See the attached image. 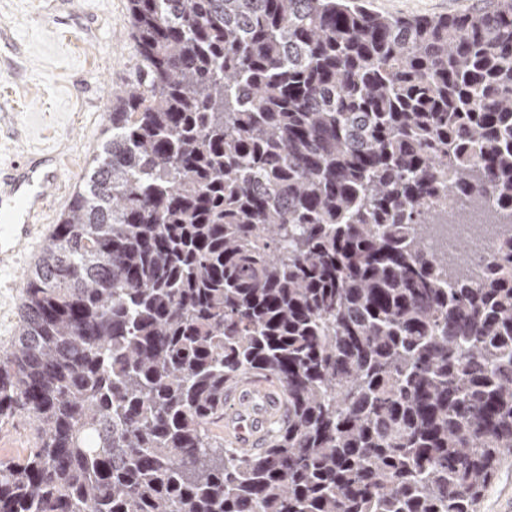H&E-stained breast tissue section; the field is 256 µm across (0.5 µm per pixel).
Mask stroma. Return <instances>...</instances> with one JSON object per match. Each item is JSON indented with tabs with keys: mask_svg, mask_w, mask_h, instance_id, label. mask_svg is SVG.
I'll return each instance as SVG.
<instances>
[{
	"mask_svg": "<svg viewBox=\"0 0 512 512\" xmlns=\"http://www.w3.org/2000/svg\"><path fill=\"white\" fill-rule=\"evenodd\" d=\"M399 17L450 16L492 0H365ZM138 71L127 0H0V165L53 150L61 157L59 188L46 214L56 224L107 135L113 100ZM0 291V347L13 334L27 267ZM475 512H512V451L505 453Z\"/></svg>",
	"mask_w": 512,
	"mask_h": 512,
	"instance_id": "stroma-1",
	"label": "stroma"
}]
</instances>
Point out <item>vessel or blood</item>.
Listing matches in <instances>:
<instances>
[{
	"label": "vessel or blood",
	"mask_w": 512,
	"mask_h": 512,
	"mask_svg": "<svg viewBox=\"0 0 512 512\" xmlns=\"http://www.w3.org/2000/svg\"><path fill=\"white\" fill-rule=\"evenodd\" d=\"M57 157L23 160L0 171V269L18 265L43 233L42 218L58 189ZM224 435L236 447L256 450L278 413L276 389L263 378L246 379L224 397Z\"/></svg>",
	"instance_id": "1"
}]
</instances>
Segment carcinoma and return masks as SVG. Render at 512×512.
<instances>
[{
    "mask_svg": "<svg viewBox=\"0 0 512 512\" xmlns=\"http://www.w3.org/2000/svg\"><path fill=\"white\" fill-rule=\"evenodd\" d=\"M140 66L0 350V512H473L512 448V237L444 283L448 192L512 211V0H128ZM282 393L258 454L224 387ZM373 11L399 17L450 16L486 8L494 0H364ZM30 448V437L22 418L7 426L0 425V459L23 456Z\"/></svg>",
    "mask_w": 512,
    "mask_h": 512,
    "instance_id": "obj_1",
    "label": "carcinoma"
}]
</instances>
